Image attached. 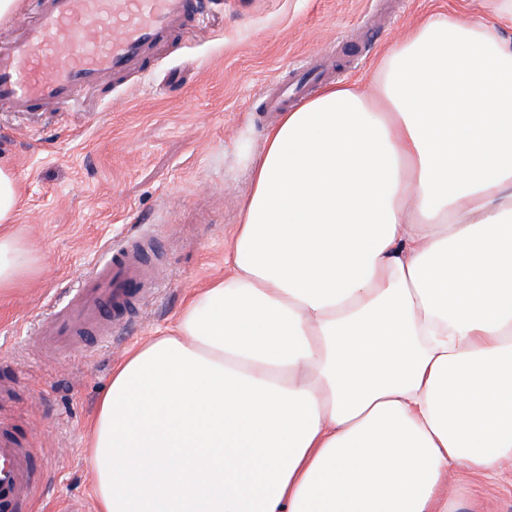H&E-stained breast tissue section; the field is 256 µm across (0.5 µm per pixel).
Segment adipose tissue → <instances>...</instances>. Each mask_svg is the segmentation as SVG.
<instances>
[{"label": "adipose tissue", "instance_id": "obj_1", "mask_svg": "<svg viewBox=\"0 0 512 512\" xmlns=\"http://www.w3.org/2000/svg\"><path fill=\"white\" fill-rule=\"evenodd\" d=\"M437 11L282 113L224 278L112 372L98 512H459L512 463V0ZM0 293L36 270L9 231Z\"/></svg>", "mask_w": 512, "mask_h": 512}]
</instances>
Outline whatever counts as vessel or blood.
I'll use <instances>...</instances> for the list:
<instances>
[{
	"label": "vessel or blood",
	"mask_w": 512,
	"mask_h": 512,
	"mask_svg": "<svg viewBox=\"0 0 512 512\" xmlns=\"http://www.w3.org/2000/svg\"><path fill=\"white\" fill-rule=\"evenodd\" d=\"M201 8V0H40L24 36L0 50V102L25 114L73 102L105 77L144 72L152 51ZM147 281L141 242L130 238L42 319L39 345L70 350L86 329L103 327L105 309L123 310ZM31 453L27 441L0 426V512H18L31 500Z\"/></svg>",
	"instance_id": "b4317fda"
}]
</instances>
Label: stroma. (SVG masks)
<instances>
[{
	"label": "stroma",
	"mask_w": 512,
	"mask_h": 512,
	"mask_svg": "<svg viewBox=\"0 0 512 512\" xmlns=\"http://www.w3.org/2000/svg\"><path fill=\"white\" fill-rule=\"evenodd\" d=\"M438 9L471 15L464 0H205L203 21L158 47L150 73L105 79L72 105L0 107V164L21 192L14 229L37 260L34 277L0 294V422L31 438V512H96L88 420L126 352L223 276L249 155L276 121L267 82L325 53L329 83L369 84L376 57ZM128 234L148 249L154 292L111 335L38 348L37 318ZM448 486L475 512H512V466L488 478L452 466Z\"/></svg>",
	"instance_id": "stroma-1"
}]
</instances>
